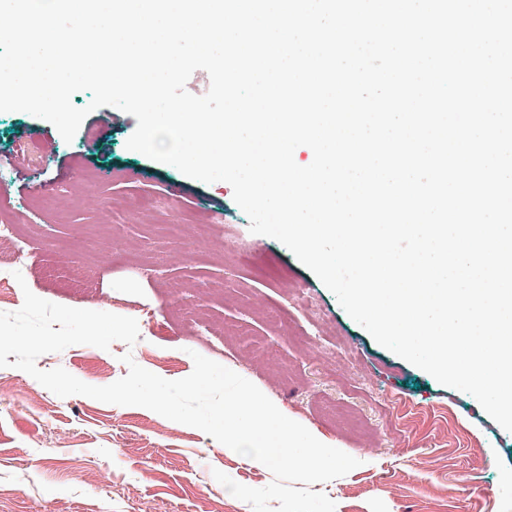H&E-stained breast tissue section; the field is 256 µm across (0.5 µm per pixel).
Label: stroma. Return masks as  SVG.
<instances>
[{
  "label": "stroma",
  "instance_id": "1",
  "mask_svg": "<svg viewBox=\"0 0 512 512\" xmlns=\"http://www.w3.org/2000/svg\"><path fill=\"white\" fill-rule=\"evenodd\" d=\"M134 116L113 110L72 142L25 112H0V225L28 251L15 280L0 265V312L24 290L135 318V345H73L37 360L105 386L123 355L168 380L192 353L256 385L287 417L358 459L320 484L336 512H512V433L472 396L445 387L374 341L277 240L250 232L228 183L205 184L128 150ZM183 224L189 236L175 234ZM236 241L243 266L224 252ZM320 345L339 358L326 370ZM0 512H252L214 471L262 488L265 467L203 431L139 406L58 397L0 368Z\"/></svg>",
  "mask_w": 512,
  "mask_h": 512
}]
</instances>
